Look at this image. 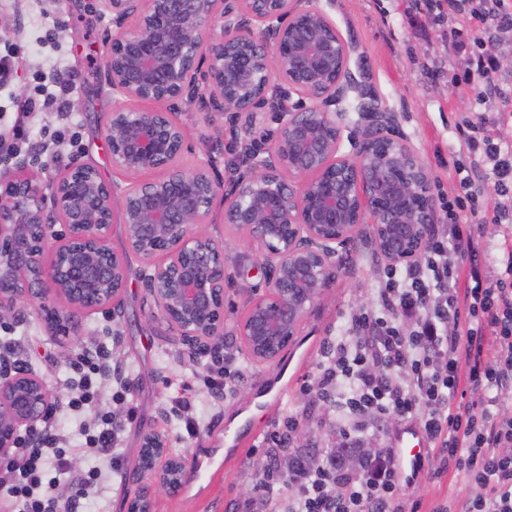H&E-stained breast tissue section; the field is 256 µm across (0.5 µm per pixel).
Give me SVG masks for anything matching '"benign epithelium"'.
<instances>
[{
	"label": "benign epithelium",
	"mask_w": 512,
	"mask_h": 512,
	"mask_svg": "<svg viewBox=\"0 0 512 512\" xmlns=\"http://www.w3.org/2000/svg\"><path fill=\"white\" fill-rule=\"evenodd\" d=\"M101 2L112 14V167L151 178L111 185L74 163L49 183L25 164L0 179V319L27 306L47 335L68 337L83 315L117 307L127 288L124 258L109 245L117 210L143 288L194 362L224 350V288L234 275L223 246L203 230L219 199L225 226L267 272L264 293L237 323L250 364L276 362L299 334L336 280L337 248L365 233L391 265L421 258L428 227L439 223L431 170L397 133L395 114L365 100L350 70L358 47L317 0ZM350 92L373 120L343 153L346 113L329 106ZM197 101L226 119L238 152L226 183L212 157L183 164L176 111ZM270 117L278 127L264 136ZM60 408L41 376L0 371V466L22 434L41 435L39 425ZM172 448L165 431L141 435L147 480L130 512H153L157 496L182 492L185 460Z\"/></svg>",
	"instance_id": "7a95c632"
}]
</instances>
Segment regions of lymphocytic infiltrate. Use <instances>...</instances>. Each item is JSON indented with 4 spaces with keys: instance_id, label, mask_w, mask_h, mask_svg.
Wrapping results in <instances>:
<instances>
[{
    "instance_id": "lymphocytic-infiltrate-1",
    "label": "lymphocytic infiltrate",
    "mask_w": 512,
    "mask_h": 512,
    "mask_svg": "<svg viewBox=\"0 0 512 512\" xmlns=\"http://www.w3.org/2000/svg\"><path fill=\"white\" fill-rule=\"evenodd\" d=\"M447 6L470 23L467 35L449 31L448 42L468 53L466 82L478 107L457 150L448 153L460 191L443 201L447 221L433 225L422 259L387 266L370 308L353 313L346 336L321 348L316 385L304 394L311 402L334 401L342 420L335 447L316 464L280 471L298 430L297 418L289 417L262 450L256 495L234 512H403L392 442L377 435L384 418L417 426L438 472L464 473L471 493L460 512H512V415L504 413V392L512 388V240L499 245L493 265L482 242L487 225L512 218V146L497 137L483 110L501 93L494 81L497 47L512 35V0H447ZM461 150L468 165L457 159ZM486 180L498 194L491 204L475 189ZM107 358L104 350L80 354L81 393L68 402L71 410L94 413V428L80 434L98 465L70 474L71 494L63 500L47 471L52 458L58 473L69 474L60 438L23 445L0 469V494L14 512H82L119 470L112 416L97 408V377ZM367 439L374 453L347 465L343 450ZM277 484L292 489L288 500L274 495Z\"/></svg>"
}]
</instances>
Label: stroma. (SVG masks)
Here are the masks:
<instances>
[{"label":"stroma","instance_id":"stroma-1","mask_svg":"<svg viewBox=\"0 0 512 512\" xmlns=\"http://www.w3.org/2000/svg\"><path fill=\"white\" fill-rule=\"evenodd\" d=\"M341 35L359 45L360 60L352 61L355 77L365 78L382 111L395 113L397 131L418 152L433 177L434 195L453 196L456 183L440 163L455 144L457 123L474 106L471 89L463 85L467 60L452 51L444 27L422 34L406 19V0H320ZM0 47L12 46L18 60L7 82L0 84V110L15 119L16 102L34 94L37 86L52 84L56 77L73 81L71 120L78 125L81 148L72 152L68 142L49 145L46 152L21 151L17 160L0 163L7 175L16 162L27 163L51 182L73 161L94 166L109 183L125 184L126 174L113 169L105 141V125L112 111V89L104 77L112 17L101 12L98 0H0ZM448 68L460 85L447 78L427 77L431 65ZM191 149L186 162L214 156L219 163L231 160V147L222 134L220 119L187 108L179 112ZM208 232L224 248L229 267L248 269L225 289L224 352L220 361L190 365L171 338L140 279L141 262L127 252L121 222H114L110 244L123 254L128 282L118 312L87 314L79 336L69 348H61L46 336L34 314L0 321V337L12 343L16 356L45 378L51 388L72 395L69 380L76 356L85 350L104 348L119 376L99 378V405L122 416L115 446L122 469L106 483L88 512H128L140 472L137 468L142 432L153 427L168 430L173 450L184 457L188 480L179 496H158L154 512H229L233 504L247 500L255 486V473L263 466L261 448L268 434L284 429L289 415L299 416L301 430L314 452L336 441L337 424L330 404L303 401L301 388L312 383L321 360L324 341L342 333L348 315L370 301L385 266L369 240L340 250L339 274L324 298L308 313L294 342L277 366H249L243 359L236 323L247 300L263 292L266 281L254 272L255 254L236 233L224 226V207L216 205ZM242 370L247 384L234 391L215 390L210 382L226 366ZM125 384L126 398L114 393ZM82 417L62 410L48 430L68 437L73 452L71 471L96 465L94 456L82 452L78 433ZM463 475L448 472L436 480H421L404 497L405 512H431L441 502L454 501L465 492Z\"/></svg>","mask_w":512,"mask_h":512}]
</instances>
